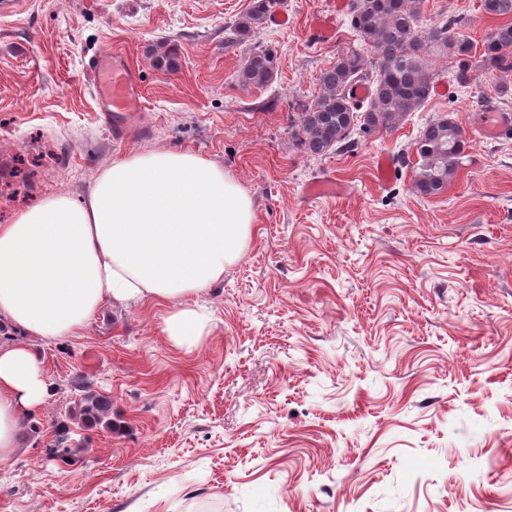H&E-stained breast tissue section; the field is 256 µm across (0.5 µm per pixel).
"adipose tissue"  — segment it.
<instances>
[{
  "label": "adipose tissue",
  "mask_w": 512,
  "mask_h": 512,
  "mask_svg": "<svg viewBox=\"0 0 512 512\" xmlns=\"http://www.w3.org/2000/svg\"><path fill=\"white\" fill-rule=\"evenodd\" d=\"M252 223L250 198L221 166L155 151L114 162L83 200L53 192L1 224L0 319L24 340L0 344V460L51 393L32 340L78 335L109 301L167 302L163 334L194 345L210 317L187 301L240 257Z\"/></svg>",
  "instance_id": "adipose-tissue-1"
}]
</instances>
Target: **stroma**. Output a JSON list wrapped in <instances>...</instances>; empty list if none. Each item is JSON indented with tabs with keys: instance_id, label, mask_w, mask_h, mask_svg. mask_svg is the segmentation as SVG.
I'll return each instance as SVG.
<instances>
[{
	"instance_id": "1",
	"label": "stroma",
	"mask_w": 512,
	"mask_h": 512,
	"mask_svg": "<svg viewBox=\"0 0 512 512\" xmlns=\"http://www.w3.org/2000/svg\"><path fill=\"white\" fill-rule=\"evenodd\" d=\"M253 0H15L0 9V224L62 191L87 197L113 161L190 151L250 197L251 240L192 304L208 335L161 332L165 308L105 306L82 335L40 341L50 399L0 461V512H512V136L485 139V97L512 111V71L451 84L354 151L307 156L292 135L315 77L355 45L336 0H285L284 27L254 40L279 67L266 87L234 74L226 46ZM336 13L331 38L316 18ZM497 26L480 0H423L420 26ZM177 48L157 68L151 49ZM253 44V45H254ZM104 49L138 72L146 134L112 139L83 70ZM453 114L469 149L432 198L411 166L379 184L376 161L412 154ZM331 176L339 196L307 186ZM112 400L116 430L68 419L79 380Z\"/></svg>"
}]
</instances>
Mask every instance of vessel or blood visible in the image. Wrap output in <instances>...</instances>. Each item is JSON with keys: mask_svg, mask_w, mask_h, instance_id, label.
<instances>
[{"mask_svg": "<svg viewBox=\"0 0 512 512\" xmlns=\"http://www.w3.org/2000/svg\"><path fill=\"white\" fill-rule=\"evenodd\" d=\"M88 75L103 117L112 127L113 137L123 141L142 134L144 105L136 72L118 54L108 50L89 61ZM482 134L488 139L512 134V114L489 111Z\"/></svg>", "mask_w": 512, "mask_h": 512, "instance_id": "vessel-or-blood-1", "label": "vessel or blood"}]
</instances>
